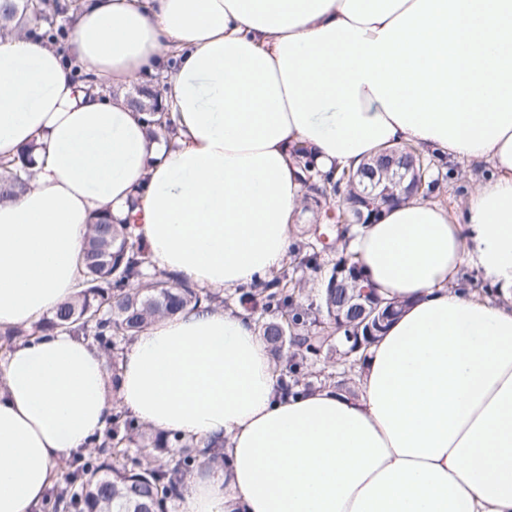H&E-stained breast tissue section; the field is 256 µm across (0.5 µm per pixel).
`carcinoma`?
<instances>
[{
    "label": "carcinoma",
    "mask_w": 512,
    "mask_h": 512,
    "mask_svg": "<svg viewBox=\"0 0 512 512\" xmlns=\"http://www.w3.org/2000/svg\"><path fill=\"white\" fill-rule=\"evenodd\" d=\"M58 5L50 0H0V36L31 20L43 24L41 37L56 41L64 30L54 27ZM161 96V84L142 88L129 104L138 112H150ZM422 161L426 198L437 183L430 178L432 159L412 146ZM32 159L21 156L0 161V199L9 200L30 188ZM341 177L308 170L306 201L320 206V199L336 192ZM360 223L356 208L344 204L337 218L303 228L292 251L295 267L313 270L318 277L317 299L298 302L305 283L283 270L249 290L234 295L201 288L156 268L143 245L129 232V225L114 224L98 216L90 225L83 254L85 284L81 297L60 307L51 318L29 327L0 331L8 344L24 336L61 330L82 336L98 347L111 365L112 390L119 383L120 356L124 347L154 321L189 306H228L237 302L260 307L256 319L259 335L268 345L277 386L289 395L308 389L309 371L320 361L339 356L343 372L322 366L320 384H339L342 373L354 370L359 358L350 353L351 343L336 335V314L349 319V298L363 288L344 276L360 271L352 254L335 259L319 237L326 233L339 239L349 226ZM224 442L218 438L197 441L177 433L160 432L138 424L118 404L112 410L102 435L91 449L78 454L62 479L48 488L41 512H171L191 475L203 468L224 467Z\"/></svg>",
    "instance_id": "cac0c4a2"
}]
</instances>
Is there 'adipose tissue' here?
<instances>
[{
  "label": "adipose tissue",
  "mask_w": 512,
  "mask_h": 512,
  "mask_svg": "<svg viewBox=\"0 0 512 512\" xmlns=\"http://www.w3.org/2000/svg\"><path fill=\"white\" fill-rule=\"evenodd\" d=\"M58 50L0 39V328L80 290L95 213L153 263L228 293L287 263L306 168L411 144L485 164L461 208L410 199L347 244L401 310L356 371L279 399L253 314L201 307L105 356L66 332L0 352V512H39L113 403L148 428L227 440L180 512H512V0H72ZM164 77L154 137L125 88ZM308 151L300 167L295 148ZM490 292H466L469 276ZM32 159L30 156L23 154L18 160H1L0 161V199L9 200L18 193L30 188L33 180V170L31 166Z\"/></svg>",
  "instance_id": "ef3b65f1"
}]
</instances>
